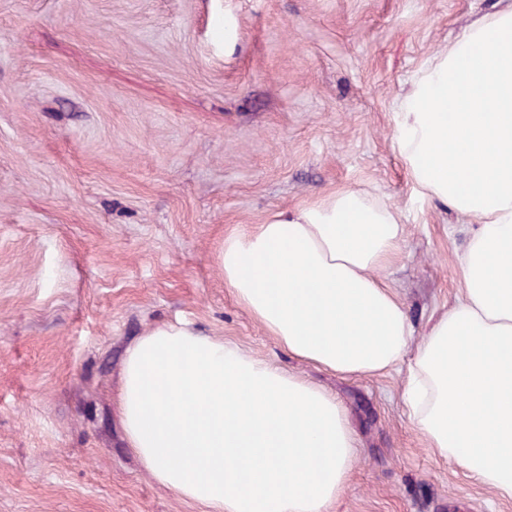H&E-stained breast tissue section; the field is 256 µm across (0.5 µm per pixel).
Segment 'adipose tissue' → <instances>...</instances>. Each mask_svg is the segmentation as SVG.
I'll return each instance as SVG.
<instances>
[{
	"mask_svg": "<svg viewBox=\"0 0 512 512\" xmlns=\"http://www.w3.org/2000/svg\"><path fill=\"white\" fill-rule=\"evenodd\" d=\"M394 141L420 194L471 218L462 298L416 336L379 280L407 227L353 190L224 238V281L289 354L346 376L405 367L408 417L433 455L512 501V0L415 75ZM128 448L207 512H328L358 441L325 388L187 322L131 341Z\"/></svg>",
	"mask_w": 512,
	"mask_h": 512,
	"instance_id": "1",
	"label": "adipose tissue"
}]
</instances>
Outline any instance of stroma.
Segmentation results:
<instances>
[{
    "label": "stroma",
    "mask_w": 512,
    "mask_h": 512,
    "mask_svg": "<svg viewBox=\"0 0 512 512\" xmlns=\"http://www.w3.org/2000/svg\"><path fill=\"white\" fill-rule=\"evenodd\" d=\"M497 0H0V512H205L124 448L119 370L185 319L334 393L359 448L329 512H512L433 456L404 371L288 355L224 282L234 229L341 190L407 226L416 328L460 297L466 218L393 141L418 70Z\"/></svg>",
    "instance_id": "35a3bbf8"
}]
</instances>
